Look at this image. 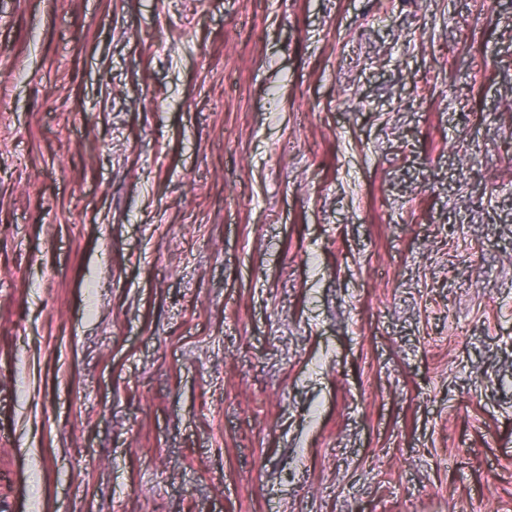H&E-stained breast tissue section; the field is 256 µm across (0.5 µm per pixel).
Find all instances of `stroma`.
<instances>
[{"label":"stroma","instance_id":"35a3bbf8","mask_svg":"<svg viewBox=\"0 0 512 512\" xmlns=\"http://www.w3.org/2000/svg\"><path fill=\"white\" fill-rule=\"evenodd\" d=\"M512 512V0H0V504Z\"/></svg>","mask_w":512,"mask_h":512}]
</instances>
